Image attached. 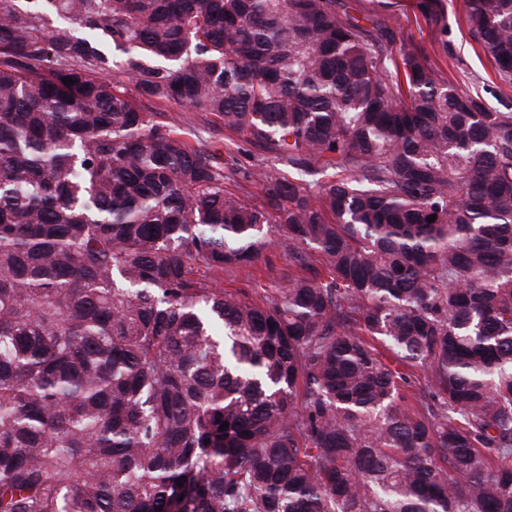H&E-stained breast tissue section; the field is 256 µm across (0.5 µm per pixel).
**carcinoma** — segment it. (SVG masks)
I'll return each mask as SVG.
<instances>
[{
	"label": "carcinoma",
	"instance_id": "carcinoma-1",
	"mask_svg": "<svg viewBox=\"0 0 512 512\" xmlns=\"http://www.w3.org/2000/svg\"><path fill=\"white\" fill-rule=\"evenodd\" d=\"M336 3L0 0V512H512V113ZM159 111L168 112L172 117V122L180 128L183 132L191 134L186 135V138L193 144H201L211 150H218L220 154L224 155V163L226 166L237 168L242 174L252 170V159L247 149H252L250 146L239 142L242 149L231 150L229 154L225 144L228 141L224 137L222 129L215 128L207 119L214 120L210 115L205 112H200L192 108L180 107H163L157 106ZM272 266L269 270L264 265H260L262 272H254V277L250 278L247 272L237 271L235 274H219L215 277L218 284L223 286L228 291L242 290L249 295V298L259 301L264 294V289L272 288L274 280H278L281 272L288 268L283 248L280 241L273 244L267 252Z\"/></svg>",
	"mask_w": 512,
	"mask_h": 512
}]
</instances>
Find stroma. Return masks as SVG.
I'll use <instances>...</instances> for the list:
<instances>
[{
    "instance_id": "obj_1",
    "label": "stroma",
    "mask_w": 512,
    "mask_h": 512,
    "mask_svg": "<svg viewBox=\"0 0 512 512\" xmlns=\"http://www.w3.org/2000/svg\"><path fill=\"white\" fill-rule=\"evenodd\" d=\"M342 16L359 20L364 27L388 28L390 38L383 45L389 59H397L401 41H412L429 65L446 81L499 112L512 113V81L498 74L468 29L467 0H341ZM173 123L188 133L192 143L201 144L224 156L227 166L246 173L252 159L246 149L230 151L222 130L215 128L205 113L192 108L171 107ZM270 268L248 276L244 272L220 274L216 280L226 290H241L260 299L265 289L279 279L287 262L280 244L268 251Z\"/></svg>"
}]
</instances>
